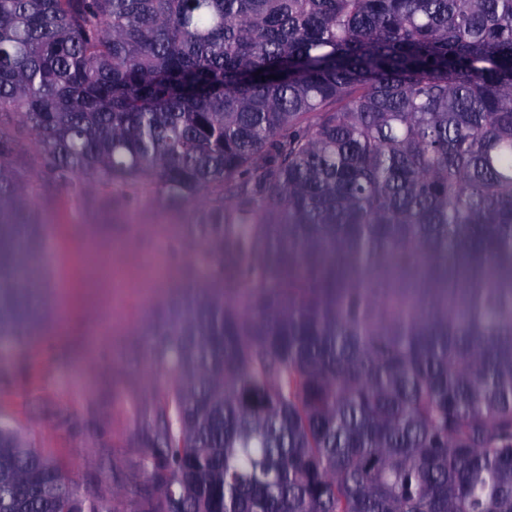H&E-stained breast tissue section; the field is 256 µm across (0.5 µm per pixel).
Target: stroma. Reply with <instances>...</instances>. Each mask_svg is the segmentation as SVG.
<instances>
[{"mask_svg": "<svg viewBox=\"0 0 512 512\" xmlns=\"http://www.w3.org/2000/svg\"><path fill=\"white\" fill-rule=\"evenodd\" d=\"M5 123L12 166L43 216L52 329L24 346L0 343V424L89 497L109 499L147 482L142 462L168 376L146 331L174 289L206 287L203 248L188 238V210L147 196L123 207L79 200L44 175L34 137Z\"/></svg>", "mask_w": 512, "mask_h": 512, "instance_id": "35a3bbf8", "label": "stroma"}]
</instances>
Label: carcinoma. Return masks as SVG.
<instances>
[{
	"label": "carcinoma",
	"mask_w": 512,
	"mask_h": 512,
	"mask_svg": "<svg viewBox=\"0 0 512 512\" xmlns=\"http://www.w3.org/2000/svg\"><path fill=\"white\" fill-rule=\"evenodd\" d=\"M173 210L156 508L0 425V512H512V0H0V117ZM0 126V335L49 322Z\"/></svg>",
	"instance_id": "cac0c4a2"
}]
</instances>
